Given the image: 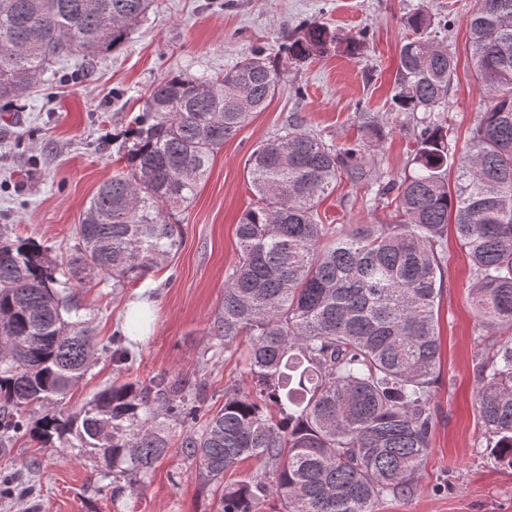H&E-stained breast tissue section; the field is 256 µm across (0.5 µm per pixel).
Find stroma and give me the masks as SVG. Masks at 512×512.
I'll use <instances>...</instances> for the list:
<instances>
[{"mask_svg":"<svg viewBox=\"0 0 512 512\" xmlns=\"http://www.w3.org/2000/svg\"><path fill=\"white\" fill-rule=\"evenodd\" d=\"M476 0H152L146 19L112 55L56 62L44 82L21 100L0 103V224L51 246L54 256L73 253L76 227L90 198L123 163L117 149L147 89L173 73L213 74L262 48L274 55L285 33L317 21L343 36L363 35L359 55L331 53L300 66L287 65L277 96L214 155L188 207L177 213L182 246L161 271L125 288L101 283L85 291L82 312L98 344L127 333L128 317L148 310L144 330L129 336L135 356L118 371L111 354L95 365L63 402L75 409L112 382L149 384L164 374L183 380L202 410L224 404L225 391L250 386L240 354L214 352L213 318L224 299V280L237 259L236 224L252 200L246 162L252 149L293 116L341 145L357 135L360 112L386 119L385 136L372 142L380 181L409 169L413 127L391 111L399 51L412 31L404 19L417 11L432 19L431 33L448 43L456 63L444 113L457 149L490 102L471 64L466 19ZM366 191L341 181L319 206L327 224H373L383 209ZM437 299L441 340L435 403L439 422L410 496H385L377 512H512V467L496 463L477 409V356L484 341L505 330L480 333L471 301L469 261L455 236ZM32 470L35 500L0 502V512H217L216 481L171 446L151 476L112 496L102 452L52 448L30 438L0 446V461Z\"/></svg>","mask_w":512,"mask_h":512,"instance_id":"35a3bbf8","label":"stroma"}]
</instances>
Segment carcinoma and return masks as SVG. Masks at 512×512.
I'll use <instances>...</instances> for the list:
<instances>
[{"mask_svg": "<svg viewBox=\"0 0 512 512\" xmlns=\"http://www.w3.org/2000/svg\"><path fill=\"white\" fill-rule=\"evenodd\" d=\"M149 0H0V102L17 101L68 55L90 60L122 48ZM391 97L416 117L408 174L377 182L368 143L384 137L375 112L359 114L364 139L337 147L295 116L255 147L247 172L253 201L237 224L238 257L212 330L235 353L247 342L251 388L224 393L201 413L182 381L123 383L82 409H57L91 366L96 349L80 294L99 279L124 288L172 262L182 243L170 218L206 178L212 157L266 109L282 86L279 62L256 50L217 74H171L155 84L118 151L124 170L103 183L77 227L78 247L51 257L0 225V442L43 444L74 436L126 467L120 480L148 477L170 448V424L186 427L180 447L221 486L220 512H375L387 494L408 496L430 447L440 344L435 307L443 241L455 226L470 260L481 329L512 328V0H477L467 19L471 57L491 107L457 153L440 109L456 64L427 35L431 17L406 18ZM288 36L284 59L359 54L363 41L317 22ZM454 182L448 183V174ZM344 177L374 190L391 210L386 224H325L318 207ZM125 337L112 362H132ZM479 418L496 461L512 466V336L476 362ZM46 413L31 426L27 411ZM255 462L246 479L224 473ZM30 493L22 477H0V500Z\"/></svg>", "mask_w": 512, "mask_h": 512, "instance_id": "cac0c4a2", "label": "carcinoma"}]
</instances>
